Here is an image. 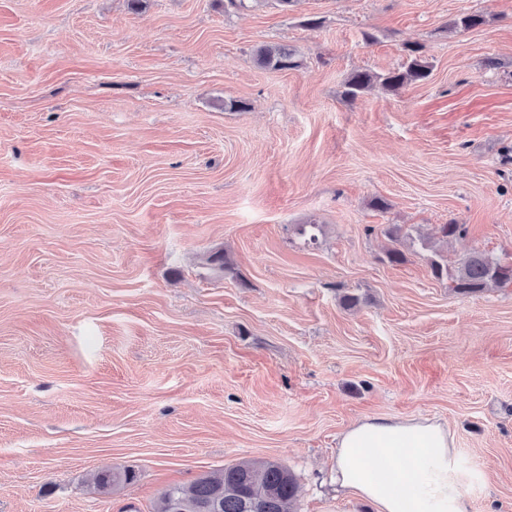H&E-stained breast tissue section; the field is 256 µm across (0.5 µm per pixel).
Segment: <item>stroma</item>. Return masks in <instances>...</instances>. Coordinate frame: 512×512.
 <instances>
[{"mask_svg":"<svg viewBox=\"0 0 512 512\" xmlns=\"http://www.w3.org/2000/svg\"><path fill=\"white\" fill-rule=\"evenodd\" d=\"M408 44L426 81L345 96ZM450 222L448 267L512 261V0H0V512H152L247 459L373 512L332 480L371 418L440 424L512 512V285L433 277ZM257 60L264 68L278 71L294 69L300 65L295 59L294 52L281 45L260 47L257 51ZM133 479L134 475L127 469L107 468L94 476L92 485L94 491L107 493Z\"/></svg>","mask_w":512,"mask_h":512,"instance_id":"1","label":"stroma"}]
</instances>
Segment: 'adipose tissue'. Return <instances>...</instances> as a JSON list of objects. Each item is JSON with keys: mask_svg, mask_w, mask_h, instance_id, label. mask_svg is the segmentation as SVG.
Listing matches in <instances>:
<instances>
[{"mask_svg": "<svg viewBox=\"0 0 512 512\" xmlns=\"http://www.w3.org/2000/svg\"><path fill=\"white\" fill-rule=\"evenodd\" d=\"M336 482L376 512H469L456 451L431 424L352 428L336 454Z\"/></svg>", "mask_w": 512, "mask_h": 512, "instance_id": "obj_1", "label": "adipose tissue"}]
</instances>
